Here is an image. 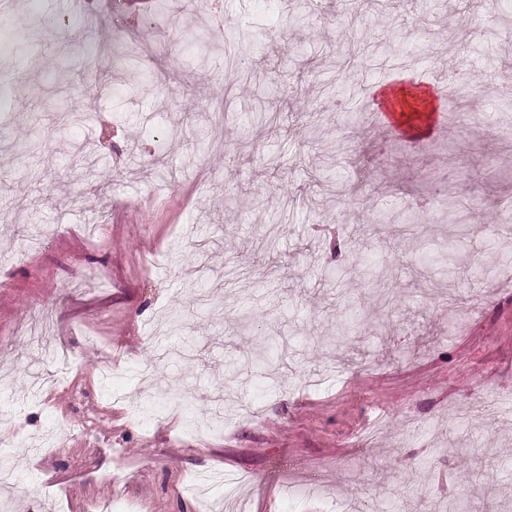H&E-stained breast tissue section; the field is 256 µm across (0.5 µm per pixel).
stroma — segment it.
I'll return each instance as SVG.
<instances>
[{
    "mask_svg": "<svg viewBox=\"0 0 512 512\" xmlns=\"http://www.w3.org/2000/svg\"><path fill=\"white\" fill-rule=\"evenodd\" d=\"M0 29V512H201L186 489L221 472L243 512H425L408 481L468 512H512V248L493 229L512 203V13L448 0H223L222 41L199 48L183 0H15ZM63 25L31 33L35 16ZM467 20L465 26L456 17ZM164 37L135 88L111 82L112 40ZM89 42V61L77 44ZM478 53L474 96L430 103L432 137L375 112L426 94ZM284 111L272 135L256 107ZM102 223L100 237L88 225ZM458 298L449 317L444 303ZM364 321L342 335L346 307ZM51 311L38 342L17 326ZM181 332L152 337L161 317ZM76 360L40 400L44 349ZM119 373L102 376L111 359ZM501 414L470 410L491 389ZM383 433L358 438L374 423ZM358 475L350 488L349 475Z\"/></svg>",
    "mask_w": 512,
    "mask_h": 512,
    "instance_id": "35a3bbf8",
    "label": "stroma"
}]
</instances>
